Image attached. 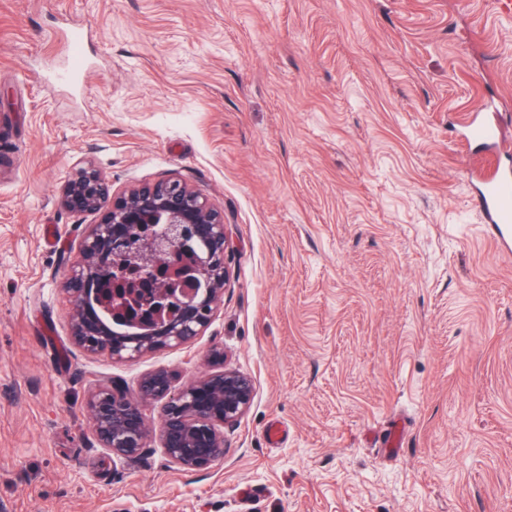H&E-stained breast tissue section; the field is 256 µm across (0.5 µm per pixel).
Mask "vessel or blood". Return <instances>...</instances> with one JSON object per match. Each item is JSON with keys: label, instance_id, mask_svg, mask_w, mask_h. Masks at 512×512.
Segmentation results:
<instances>
[{"label": "vessel or blood", "instance_id": "vessel-or-blood-1", "mask_svg": "<svg viewBox=\"0 0 512 512\" xmlns=\"http://www.w3.org/2000/svg\"><path fill=\"white\" fill-rule=\"evenodd\" d=\"M464 139L484 145L488 151L502 155L512 150L495 117L473 116L463 121ZM478 189L473 196L476 209L486 224L487 234L496 250L512 253V171L486 166L476 174Z\"/></svg>", "mask_w": 512, "mask_h": 512}]
</instances>
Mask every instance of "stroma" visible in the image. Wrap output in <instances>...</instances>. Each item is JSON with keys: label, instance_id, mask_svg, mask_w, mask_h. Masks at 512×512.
Segmentation results:
<instances>
[{"label": "stroma", "instance_id": "1", "mask_svg": "<svg viewBox=\"0 0 512 512\" xmlns=\"http://www.w3.org/2000/svg\"><path fill=\"white\" fill-rule=\"evenodd\" d=\"M73 25L79 87L51 77ZM484 106L512 136L493 0H0V512H512V258L460 142ZM87 163L223 213L230 284L193 342L72 341L62 282L99 217L59 192ZM216 351L253 385L222 461L101 447L99 385H184Z\"/></svg>", "mask_w": 512, "mask_h": 512}]
</instances>
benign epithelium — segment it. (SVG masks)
<instances>
[{"label": "benign epithelium", "instance_id": "1", "mask_svg": "<svg viewBox=\"0 0 512 512\" xmlns=\"http://www.w3.org/2000/svg\"><path fill=\"white\" fill-rule=\"evenodd\" d=\"M59 202L73 213H103L101 222L88 226L65 279L72 339L78 346L117 362H133L148 352L188 344L203 333L229 282L224 254L230 245L224 216L205 197L180 180L132 187L115 197L102 173L88 165L68 179ZM195 243L205 254V270L160 274L165 258ZM115 258L128 259L144 278L155 276L177 289L170 297L179 305L176 314L137 333L112 329L96 297L98 279ZM252 396L251 380L233 369L222 368L179 387L173 372L158 369L141 379L137 399L102 385L88 408L102 447L131 460L150 434L143 407L163 402L161 447L173 462L193 470L224 458V425L245 413Z\"/></svg>", "mask_w": 512, "mask_h": 512}]
</instances>
